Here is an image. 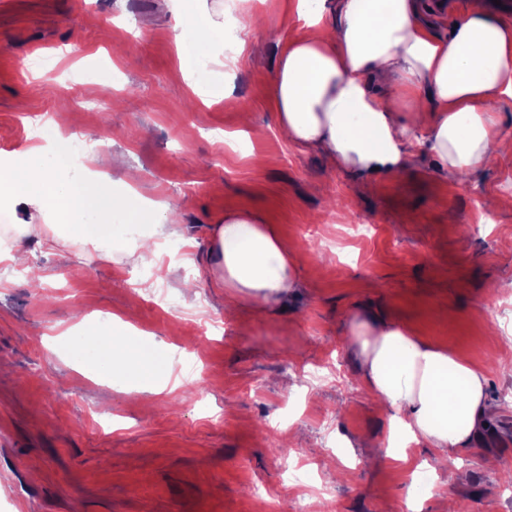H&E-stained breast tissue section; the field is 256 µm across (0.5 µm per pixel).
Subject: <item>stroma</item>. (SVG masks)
<instances>
[{"label":"stroma","mask_w":512,"mask_h":512,"mask_svg":"<svg viewBox=\"0 0 512 512\" xmlns=\"http://www.w3.org/2000/svg\"><path fill=\"white\" fill-rule=\"evenodd\" d=\"M293 0H265L278 38L251 35L236 68L224 46L175 45L170 0H0V154L30 143L29 115L73 116L99 149L140 173L138 192L179 206L157 279L131 256L148 225L117 227L120 250L28 237L32 287L0 268V512H272L305 480L322 512H512V157L465 182L414 148L406 171L366 182L298 150L277 131L271 74L302 23ZM150 26H143V19ZM57 56L45 80L19 71ZM251 112L263 135L256 165L226 133ZM247 209L297 258L301 286L282 303L225 314L206 273L208 240L226 211ZM378 222L356 237L352 222ZM316 225L302 237L299 225ZM198 283L183 295L184 279ZM166 289L168 306L147 296ZM132 312L143 346L183 384L153 397L92 373L74 344V315L104 325ZM380 318L443 346L487 380L495 416L461 452L467 478L410 485L409 462L384 455L389 416L357 380L353 315ZM297 392H290L289 382Z\"/></svg>","instance_id":"obj_1"}]
</instances>
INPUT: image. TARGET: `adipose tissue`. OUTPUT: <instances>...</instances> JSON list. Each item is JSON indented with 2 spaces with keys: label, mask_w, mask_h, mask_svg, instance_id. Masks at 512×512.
I'll use <instances>...</instances> for the list:
<instances>
[{
  "label": "adipose tissue",
  "mask_w": 512,
  "mask_h": 512,
  "mask_svg": "<svg viewBox=\"0 0 512 512\" xmlns=\"http://www.w3.org/2000/svg\"><path fill=\"white\" fill-rule=\"evenodd\" d=\"M176 39L207 44L223 27L207 0H175ZM304 27L277 59L272 76L277 129L300 150L318 149L337 169L370 179L404 171L411 132L449 178L474 174L503 154L499 107L512 100V22L486 0L470 7L448 38L435 33L420 0H297ZM206 23L193 25L196 15ZM108 152L64 162L47 146L0 156V218L16 235L29 232L32 211L61 210L71 238L95 249L119 247L115 218L126 211L134 182L115 194ZM213 269L229 303L276 304L300 286L297 260L275 229L248 210L225 212L210 243ZM128 321L83 329L77 343L99 373L154 394L176 391L167 365L142 354L126 336ZM351 342L361 386L391 421L386 455L407 462L413 445L448 460L473 444L492 413L482 371L444 347L382 320L356 316Z\"/></svg>",
  "instance_id": "adipose-tissue-1"
}]
</instances>
